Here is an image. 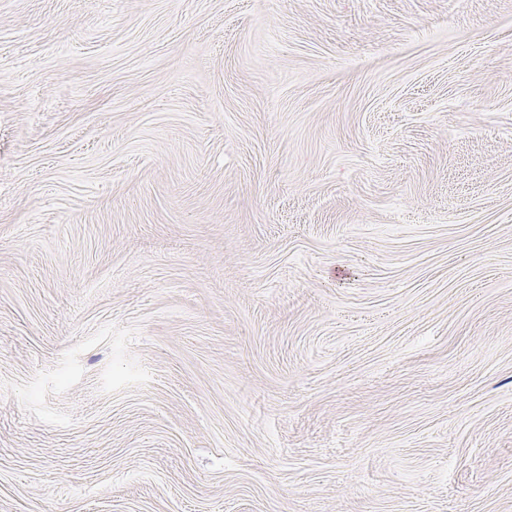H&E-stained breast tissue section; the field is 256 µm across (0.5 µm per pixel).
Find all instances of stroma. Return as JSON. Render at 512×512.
I'll list each match as a JSON object with an SVG mask.
<instances>
[{
    "instance_id": "stroma-1",
    "label": "stroma",
    "mask_w": 512,
    "mask_h": 512,
    "mask_svg": "<svg viewBox=\"0 0 512 512\" xmlns=\"http://www.w3.org/2000/svg\"><path fill=\"white\" fill-rule=\"evenodd\" d=\"M0 512H512V0H0Z\"/></svg>"
}]
</instances>
